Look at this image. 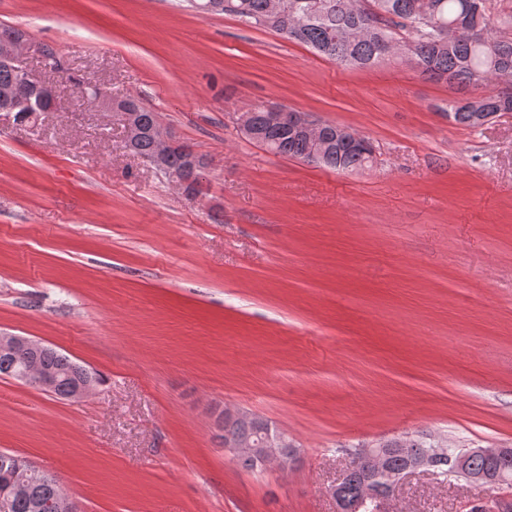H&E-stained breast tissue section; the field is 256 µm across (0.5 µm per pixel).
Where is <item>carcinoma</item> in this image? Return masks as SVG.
I'll return each instance as SVG.
<instances>
[{
    "label": "carcinoma",
    "mask_w": 512,
    "mask_h": 512,
    "mask_svg": "<svg viewBox=\"0 0 512 512\" xmlns=\"http://www.w3.org/2000/svg\"><path fill=\"white\" fill-rule=\"evenodd\" d=\"M224 13L246 25L270 30L281 37L300 42L316 53L339 64L367 67L387 59L389 42H403L406 56L418 74L435 81L469 86L478 83H498L512 76V10L500 15L492 24L487 0H368L374 10L362 9V0H225ZM410 38L403 41L400 29ZM10 87L30 100L33 107H48L54 102L51 94L39 99L18 82L14 68L0 65V87ZM131 105L141 134L132 141L130 151L148 157L155 153L156 142L151 135L155 112L134 98ZM276 108L258 104L247 111L248 123L256 137L254 141L275 155L298 158L332 169H357L366 166L371 156L349 142L336 139V124L325 122L320 137L313 139L305 132L291 131L272 123ZM448 111L458 125L475 128L474 116L486 112L496 116L512 112L493 91L462 97L448 102ZM193 153L188 145L170 153L166 166L170 170L186 168V157ZM29 351L0 353V376L11 378L30 359ZM44 374L54 377L52 392L62 398L71 396L80 383L97 381L95 375L73 362L67 355L52 348L36 354ZM268 427L260 417L249 420L224 416L216 437L224 440L253 439ZM397 451L391 454L389 465L403 470L408 461L432 443L424 438L404 437L392 440ZM498 460L474 454L468 469L476 474L492 476ZM25 484L26 492L11 500L10 512H33L32 503H47L62 491L56 478L38 470L17 476L0 469V488L15 480ZM366 481L365 464L353 459L348 465L344 482L336 490L343 501H356Z\"/></svg>",
    "instance_id": "obj_1"
}]
</instances>
